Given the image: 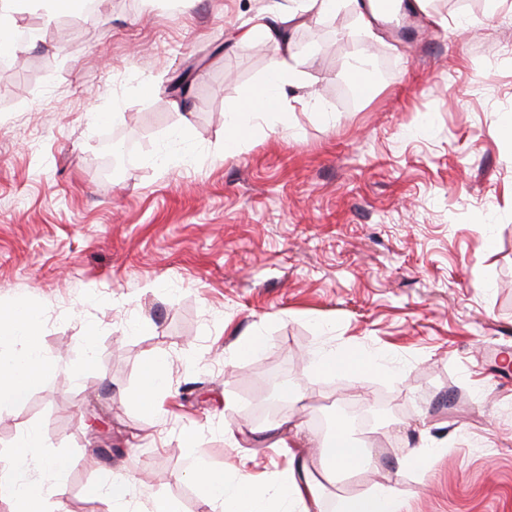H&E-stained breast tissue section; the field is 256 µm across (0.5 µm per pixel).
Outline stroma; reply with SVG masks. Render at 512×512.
Listing matches in <instances>:
<instances>
[{"label":"stroma","instance_id":"1","mask_svg":"<svg viewBox=\"0 0 512 512\" xmlns=\"http://www.w3.org/2000/svg\"><path fill=\"white\" fill-rule=\"evenodd\" d=\"M266 4L112 0L51 18L20 5L16 24L40 36L20 51L25 85L0 74V304L38 313L54 368L0 404V467L36 432L24 467L59 485L48 512H103L107 468L134 486L131 512L159 498L207 512L184 477L196 450L226 478L267 482L300 456L323 512L380 484L404 512H512V0H425L404 31L362 24L344 0L291 33L313 57V102L228 152L225 112L281 52L238 37ZM65 28L70 53L51 38ZM364 45L389 72L347 107ZM189 65L188 92H169ZM115 134L136 145L117 179L101 173ZM253 335L263 348L240 352ZM348 350L386 372L312 364ZM154 356L167 394L151 411L131 396ZM279 370L295 390L278 409L290 449L249 412ZM357 392L384 405L370 459L325 475L311 418L341 419ZM420 445L442 451L431 468L407 464Z\"/></svg>","mask_w":512,"mask_h":512}]
</instances>
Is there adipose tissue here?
<instances>
[{
	"label": "adipose tissue",
	"mask_w": 512,
	"mask_h": 512,
	"mask_svg": "<svg viewBox=\"0 0 512 512\" xmlns=\"http://www.w3.org/2000/svg\"><path fill=\"white\" fill-rule=\"evenodd\" d=\"M338 7V0H297L288 7L281 0H271L267 9L251 20L246 37L254 41H275L283 46L284 53L271 62L268 79L252 90L251 102L227 113L226 146L235 145L256 121L265 123L273 131L287 129L288 114L292 110L288 91L299 86L307 62L305 56L292 48L288 32L307 22L335 15ZM267 93L276 100L270 111L254 104L256 98ZM37 324L36 314H22L14 306L0 307V328L6 327L12 334L27 337L30 345L24 365L0 363V402L22 400L51 366L40 350ZM368 460V449L362 448L359 440L352 438L343 427L338 432L337 443L321 449L318 463L328 471L338 466L361 467ZM187 475L206 490L221 512H288V503L292 500L300 503L301 512H321L319 488L302 461L291 466L275 483H254L243 474L234 483H227L198 456L190 461ZM56 492L52 484L30 481L24 468L0 471V499L15 501L17 512H45V504ZM341 512H402V499L394 487L382 484L371 493L345 499Z\"/></svg>",
	"instance_id": "obj_1"
}]
</instances>
